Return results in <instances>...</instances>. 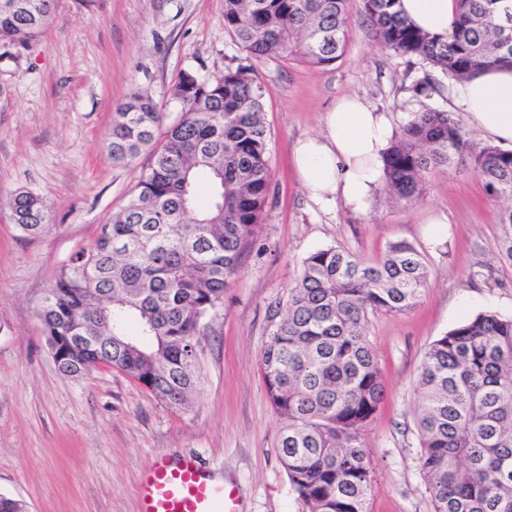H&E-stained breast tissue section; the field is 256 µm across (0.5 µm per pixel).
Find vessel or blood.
<instances>
[{"mask_svg": "<svg viewBox=\"0 0 512 512\" xmlns=\"http://www.w3.org/2000/svg\"><path fill=\"white\" fill-rule=\"evenodd\" d=\"M139 497L140 512H239L235 489L194 456L157 459L140 479Z\"/></svg>", "mask_w": 512, "mask_h": 512, "instance_id": "vessel-or-blood-1", "label": "vessel or blood"}]
</instances>
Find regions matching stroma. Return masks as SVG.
Segmentation results:
<instances>
[{"label":"stroma","instance_id":"obj_1","mask_svg":"<svg viewBox=\"0 0 512 512\" xmlns=\"http://www.w3.org/2000/svg\"><path fill=\"white\" fill-rule=\"evenodd\" d=\"M349 40L327 67L250 62L224 28V0H59L44 35L19 63L0 66V495L26 512H140L137 489L158 457L198 456L235 485L240 512H309L278 460L282 419L260 371L270 316L309 253L336 247L367 261L407 242L425 257L428 286L411 310L370 317L367 335L385 384L367 428L375 469L368 512H433L415 425L418 372L429 345L486 311L512 316V265L496 253L503 200L469 171L437 169L413 202L374 195L365 214L324 212L296 180L291 150L317 133L336 100L355 94L395 125L429 106L448 112L475 143L457 79L433 74L428 95L413 82L425 64L379 46L363 0H349ZM252 64L270 133V196L256 243L224 290L198 348L201 382L173 408L124 373L58 371L38 310L61 267L125 205L148 153L113 163V112L149 93L164 122L179 110L170 88L187 72L208 78ZM19 189L46 202L50 223L32 237L11 220ZM448 217L434 240L428 216Z\"/></svg>","mask_w":512,"mask_h":512}]
</instances>
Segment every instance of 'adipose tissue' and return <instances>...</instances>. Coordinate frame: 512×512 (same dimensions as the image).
I'll list each match as a JSON object with an SVG mask.
<instances>
[{"label":"adipose tissue","mask_w":512,"mask_h":512,"mask_svg":"<svg viewBox=\"0 0 512 512\" xmlns=\"http://www.w3.org/2000/svg\"><path fill=\"white\" fill-rule=\"evenodd\" d=\"M403 14L433 36L447 37L456 0H400ZM460 103L470 125L483 136L512 143V70H491L461 82ZM393 124L355 95L340 97L323 120L320 133L296 140L293 163L310 200L323 211L343 206L364 214L381 185L382 157Z\"/></svg>","instance_id":"adipose-tissue-1"}]
</instances>
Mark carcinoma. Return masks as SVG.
<instances>
[{
	"label": "carcinoma",
	"instance_id": "carcinoma-1",
	"mask_svg": "<svg viewBox=\"0 0 512 512\" xmlns=\"http://www.w3.org/2000/svg\"><path fill=\"white\" fill-rule=\"evenodd\" d=\"M0 0V62H19L45 32L58 0ZM349 0H224V29L250 57L327 67L343 54ZM379 44L418 56L463 80L512 69V0H458L448 38L411 26L398 0H364ZM180 106L162 138L154 100L135 92L115 111L112 160L148 151L151 162L127 204L79 248L39 310L63 374L101 365L185 405L199 383L197 345L224 288L253 246L271 186L264 93L253 67L201 79L183 74L171 89ZM468 166L487 194L512 202V150L478 145L436 109L414 113L383 155L387 194L411 202L438 168ZM206 176L207 206H198ZM12 220L25 234L49 223L38 195L18 190ZM499 254L512 263V205L499 216ZM428 283L422 254L390 245L368 262L328 247L302 261L299 279L270 318L260 366L283 419L278 457L309 512H367L374 470L364 432L385 385L367 336L369 316L403 313ZM416 419L421 470L433 512H512V317L486 311L428 347L419 368Z\"/></svg>",
	"mask_w": 512,
	"mask_h": 512
}]
</instances>
